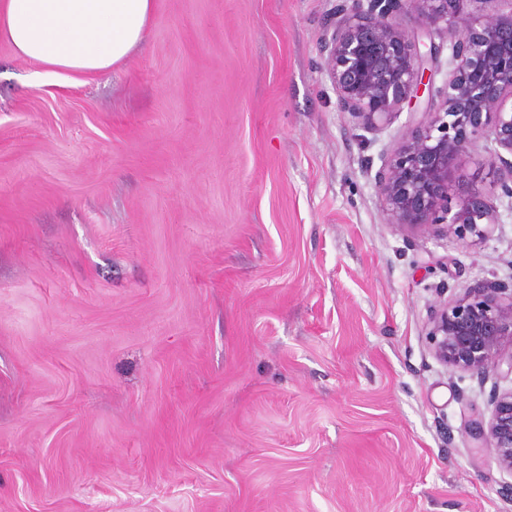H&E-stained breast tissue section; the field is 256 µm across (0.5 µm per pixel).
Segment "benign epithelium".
<instances>
[{
	"instance_id": "obj_1",
	"label": "benign epithelium",
	"mask_w": 512,
	"mask_h": 512,
	"mask_svg": "<svg viewBox=\"0 0 512 512\" xmlns=\"http://www.w3.org/2000/svg\"><path fill=\"white\" fill-rule=\"evenodd\" d=\"M503 0H352L336 10L322 51L340 111L358 127L381 131L422 85L424 56L398 21L409 14L450 44L440 104L402 137L374 174L385 223L421 234L485 237L501 223L499 197L479 191L461 163L478 156L512 199V9ZM431 356L479 384L512 373V287L477 281L459 297L430 306ZM489 415L474 438L512 475V388L493 386Z\"/></svg>"
}]
</instances>
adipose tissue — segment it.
<instances>
[{
	"instance_id": "ef3b65f1",
	"label": "adipose tissue",
	"mask_w": 512,
	"mask_h": 512,
	"mask_svg": "<svg viewBox=\"0 0 512 512\" xmlns=\"http://www.w3.org/2000/svg\"><path fill=\"white\" fill-rule=\"evenodd\" d=\"M153 0H0V40L46 75L112 71L142 41Z\"/></svg>"
}]
</instances>
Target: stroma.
<instances>
[{"label": "stroma", "mask_w": 512, "mask_h": 512, "mask_svg": "<svg viewBox=\"0 0 512 512\" xmlns=\"http://www.w3.org/2000/svg\"><path fill=\"white\" fill-rule=\"evenodd\" d=\"M341 0H154L105 76L0 41V512H512L429 353L439 289L512 282L485 238L385 224L372 134L321 43Z\"/></svg>", "instance_id": "35a3bbf8"}]
</instances>
